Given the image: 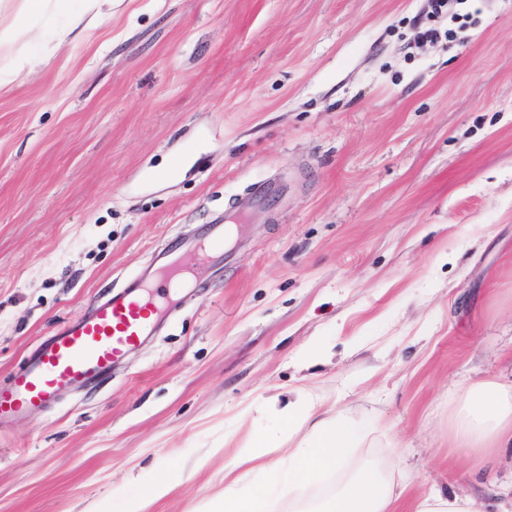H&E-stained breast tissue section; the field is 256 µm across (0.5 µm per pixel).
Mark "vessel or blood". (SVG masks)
Wrapping results in <instances>:
<instances>
[{"label":"vessel or blood","mask_w":512,"mask_h":512,"mask_svg":"<svg viewBox=\"0 0 512 512\" xmlns=\"http://www.w3.org/2000/svg\"><path fill=\"white\" fill-rule=\"evenodd\" d=\"M194 252L224 249V221L192 245ZM161 309L153 283L113 295L88 317L72 319L28 358L8 388H0V422L47 406L70 388L105 376L113 364L150 336Z\"/></svg>","instance_id":"vessel-or-blood-1"}]
</instances>
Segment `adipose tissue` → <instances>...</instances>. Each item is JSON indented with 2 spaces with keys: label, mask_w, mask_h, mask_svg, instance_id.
<instances>
[{
  "label": "adipose tissue",
  "mask_w": 512,
  "mask_h": 512,
  "mask_svg": "<svg viewBox=\"0 0 512 512\" xmlns=\"http://www.w3.org/2000/svg\"><path fill=\"white\" fill-rule=\"evenodd\" d=\"M68 2L23 0L16 20L0 25V88L34 62L22 47L38 37L34 19L68 14L67 26L56 34L61 44L75 29L95 27L112 12L113 0H83L73 14ZM278 420L277 430L249 435L224 471V492L210 501L211 512H396L406 483L396 482L378 460H351L367 439L359 417H321L313 396L300 390ZM449 432L456 451L479 458L512 443V387L492 380L461 385ZM286 435L297 439L293 451L268 460L269 449ZM242 467L255 472L256 480L243 481L237 474Z\"/></svg>",
  "instance_id": "1"
}]
</instances>
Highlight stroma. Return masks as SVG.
<instances>
[{"label":"stroma","mask_w":512,"mask_h":512,"mask_svg":"<svg viewBox=\"0 0 512 512\" xmlns=\"http://www.w3.org/2000/svg\"><path fill=\"white\" fill-rule=\"evenodd\" d=\"M27 49L0 91V387L159 253L194 289L109 378L0 424V512H126L149 468L175 487L147 512H202L297 388L366 414L357 456L409 472L397 512H499L512 447L460 455L448 417L460 383L512 384V0H121ZM120 0H83L82 10L71 14L68 24L56 33V41L53 45L46 47L47 51L59 49L66 39L82 25L83 30L97 26L102 20L112 13V4ZM229 215L224 214L219 217L213 224V231L206 235L203 239L195 241L192 245V250L199 255L216 254L224 249V225L229 224ZM410 512H480L476 498L458 493L431 492L415 499Z\"/></svg>","instance_id":"obj_1"}]
</instances>
